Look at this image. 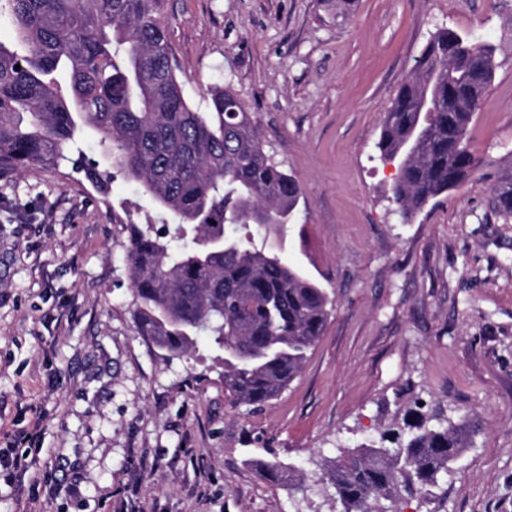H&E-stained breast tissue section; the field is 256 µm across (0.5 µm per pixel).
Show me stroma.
<instances>
[{"mask_svg":"<svg viewBox=\"0 0 512 512\" xmlns=\"http://www.w3.org/2000/svg\"><path fill=\"white\" fill-rule=\"evenodd\" d=\"M188 100L230 89L302 188L269 245L328 292L325 330L288 389L232 405L207 336L176 357L138 334L126 210L72 160L0 177V453L32 466L0 512H341L325 459L420 409L468 444L393 512H512V0H156ZM440 28L494 44L468 144L481 165L403 218L377 157L385 109ZM274 455L303 490L250 464ZM492 190L500 214L510 218L512 216V174L499 176L493 183Z\"/></svg>","mask_w":512,"mask_h":512,"instance_id":"1","label":"stroma"}]
</instances>
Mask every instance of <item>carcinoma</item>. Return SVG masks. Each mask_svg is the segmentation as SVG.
I'll return each instance as SVG.
<instances>
[{"instance_id":"cac0c4a2","label":"carcinoma","mask_w":512,"mask_h":512,"mask_svg":"<svg viewBox=\"0 0 512 512\" xmlns=\"http://www.w3.org/2000/svg\"><path fill=\"white\" fill-rule=\"evenodd\" d=\"M152 0H0L12 36L0 40V168L53 166L88 136L114 157L112 176L140 186L152 206L128 224L126 260L137 329L183 355L204 334L224 350V390L261 407L298 375L323 333L326 289L257 246L250 225L286 224L302 188L265 151L259 127L232 91L216 85L194 108ZM440 28L415 75L384 113L376 143L399 160L392 200L404 215L455 189L480 165L465 138L495 68V47ZM512 216V174L492 185ZM467 444L448 421L422 417L386 428L370 445L326 460L344 512H392L389 504L438 484ZM274 479L291 468L258 461Z\"/></svg>"}]
</instances>
